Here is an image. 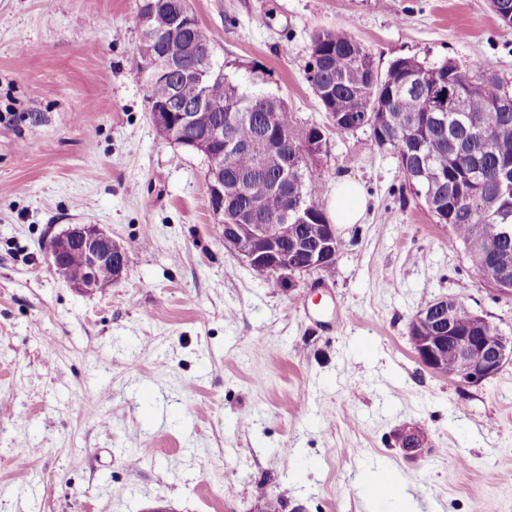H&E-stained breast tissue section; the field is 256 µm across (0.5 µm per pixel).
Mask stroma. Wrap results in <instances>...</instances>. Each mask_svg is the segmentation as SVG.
Returning a JSON list of instances; mask_svg holds the SVG:
<instances>
[{
	"label": "stroma",
	"instance_id": "35a3bbf8",
	"mask_svg": "<svg viewBox=\"0 0 512 512\" xmlns=\"http://www.w3.org/2000/svg\"><path fill=\"white\" fill-rule=\"evenodd\" d=\"M226 72L321 128L305 174L369 197L332 274L250 268L210 211L205 161L152 123L137 0H0V512H512V362L460 387L418 360L412 318L463 295L512 336V295L404 196L369 129L336 131L307 75L342 29L379 72L445 60L512 81L488 0H190ZM70 224L127 247L84 293L46 257ZM419 426L421 456L395 445ZM28 451L25 466L16 448ZM393 472L404 496L366 490Z\"/></svg>",
	"mask_w": 512,
	"mask_h": 512
}]
</instances>
